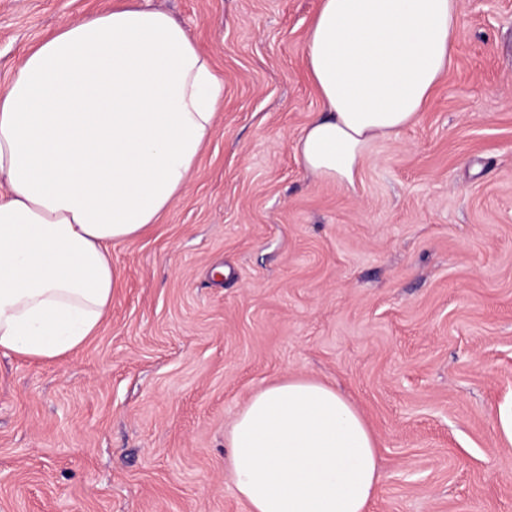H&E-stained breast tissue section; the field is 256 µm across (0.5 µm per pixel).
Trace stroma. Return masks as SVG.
Here are the masks:
<instances>
[{
	"label": "stroma",
	"mask_w": 512,
	"mask_h": 512,
	"mask_svg": "<svg viewBox=\"0 0 512 512\" xmlns=\"http://www.w3.org/2000/svg\"><path fill=\"white\" fill-rule=\"evenodd\" d=\"M122 0H0V84L71 16ZM224 83L188 186L111 248L98 330L52 360L0 352V512H248L224 436L259 387L335 386L385 479L370 512H512V0H461L454 62L355 186L295 145L319 0H140Z\"/></svg>",
	"instance_id": "obj_1"
}]
</instances>
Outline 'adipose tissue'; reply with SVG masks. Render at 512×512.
<instances>
[{
  "instance_id": "1",
  "label": "adipose tissue",
  "mask_w": 512,
  "mask_h": 512,
  "mask_svg": "<svg viewBox=\"0 0 512 512\" xmlns=\"http://www.w3.org/2000/svg\"><path fill=\"white\" fill-rule=\"evenodd\" d=\"M460 0H321L308 76L322 100L296 153L354 186L373 145L415 125L450 68ZM224 84L156 9L65 22L0 87V351L53 359L112 306L111 246L146 233L185 191ZM249 512H369L377 441L336 389H257L224 437Z\"/></svg>"
}]
</instances>
